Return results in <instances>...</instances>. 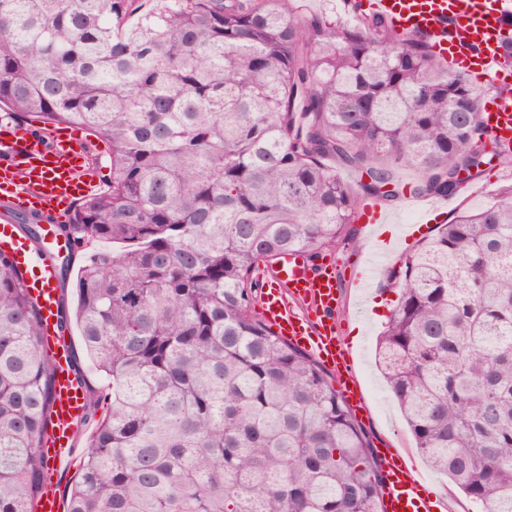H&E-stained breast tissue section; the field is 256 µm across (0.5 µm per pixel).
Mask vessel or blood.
Returning <instances> with one entry per match:
<instances>
[{
    "label": "vessel or blood",
    "instance_id": "vessel-or-blood-1",
    "mask_svg": "<svg viewBox=\"0 0 512 512\" xmlns=\"http://www.w3.org/2000/svg\"><path fill=\"white\" fill-rule=\"evenodd\" d=\"M369 12L388 18L404 32L423 36L432 51L452 65L472 70L477 80L501 84L512 77L502 61L512 41V0H366ZM481 119L503 146H512V94L493 98ZM87 143L71 145L56 138L40 146L32 130L18 128L0 138V249L13 255L30 281L32 296L44 324L60 320L57 260L73 253V243L51 239L36 250L19 233L17 216L28 211L53 217L56 209L93 193L95 183L82 172ZM272 283L261 295L265 321L291 343L311 351L322 363L339 370L338 392L353 410L364 407L353 376H342L348 355L336 335L340 289L332 268L314 270L308 259L292 252L280 257L271 271ZM52 356L58 366L51 418L45 442L57 450L56 472L67 469L77 444L82 391L68 367L69 350L55 338ZM379 461L385 478V512H437L421 489L419 474L408 457L383 450Z\"/></svg>",
    "mask_w": 512,
    "mask_h": 512
}]
</instances>
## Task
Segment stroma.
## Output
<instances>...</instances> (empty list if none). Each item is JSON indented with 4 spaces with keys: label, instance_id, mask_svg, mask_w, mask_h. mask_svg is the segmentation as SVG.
I'll use <instances>...</instances> for the list:
<instances>
[{
    "label": "stroma",
    "instance_id": "obj_1",
    "mask_svg": "<svg viewBox=\"0 0 512 512\" xmlns=\"http://www.w3.org/2000/svg\"><path fill=\"white\" fill-rule=\"evenodd\" d=\"M512 183V164L492 162L476 174L472 188H459L453 199L442 205L429 224H422L420 211L407 207L404 201L388 203L390 213L391 242L385 266L375 270L368 283L372 293L380 294L381 311H368L366 316H354L353 311L359 290L355 284L358 272L370 267L376 250L373 241L365 235L362 221L350 224L346 241L335 249H325L315 254L314 265L336 259V275L341 283L342 302L338 310L337 329L346 348L353 354V369L364 396L365 408L358 417L359 423L370 436L376 448H395L409 454L427 488L435 498L447 506V512H473V504L459 493L447 477L431 469L415 448V441L402 415L387 390L384 380L375 366V340L396 305L397 289L388 285V277L405 256L413 252L427 238L432 237L438 225L448 223L460 208L477 206L491 199L497 190ZM421 224L422 230L415 237L401 233L403 226Z\"/></svg>",
    "mask_w": 512,
    "mask_h": 512
}]
</instances>
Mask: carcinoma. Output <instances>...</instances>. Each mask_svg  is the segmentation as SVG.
Instances as JSON below:
<instances>
[{
  "label": "carcinoma",
  "mask_w": 512,
  "mask_h": 512,
  "mask_svg": "<svg viewBox=\"0 0 512 512\" xmlns=\"http://www.w3.org/2000/svg\"><path fill=\"white\" fill-rule=\"evenodd\" d=\"M85 129L112 184L57 233L89 254L75 321L80 477L66 512H383L362 426L308 352L253 313L259 264L345 240L359 194L457 192L490 164L481 93L415 35L296 0H0V110ZM413 167L421 179L405 184ZM346 170L360 176L351 183ZM39 215L18 225L40 243ZM378 341L420 455L512 512V184L391 273ZM56 363L0 250V512H35ZM86 133L89 135L90 139V151H95L99 156H101V161L98 164L89 165L87 163L86 166L94 170L97 178L100 179L102 183V187L100 190H103L112 181V170L110 168L107 158L104 157L108 150L107 145L100 139L93 136L90 132L86 131ZM70 339V343L72 344V348L74 352L80 357L83 362L84 368L87 371V378L89 381L96 387L102 385L103 381L99 374L92 369V364L88 359L86 352L83 350L81 337L79 336L78 328L75 324L71 325L70 332L67 334Z\"/></svg>",
  "instance_id": "cac0c4a2"
}]
</instances>
